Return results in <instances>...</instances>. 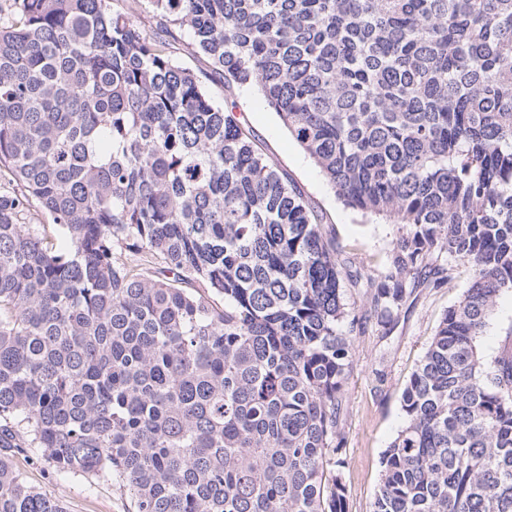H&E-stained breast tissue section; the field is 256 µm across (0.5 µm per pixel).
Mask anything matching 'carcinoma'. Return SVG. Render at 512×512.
I'll return each instance as SVG.
<instances>
[{"label": "carcinoma", "mask_w": 512, "mask_h": 512, "mask_svg": "<svg viewBox=\"0 0 512 512\" xmlns=\"http://www.w3.org/2000/svg\"><path fill=\"white\" fill-rule=\"evenodd\" d=\"M257 86L344 205L401 225L375 276L165 41L110 0L0 26V512H67L12 466L132 512H347L352 336L470 285L401 396L373 512H512V0H150ZM48 217L51 225L42 223ZM370 309L349 315L344 288ZM510 322H512V297L505 296L500 301L492 324L481 338V347L487 356L494 357L502 349L504 336L501 329ZM13 465L24 473L29 486L49 493L66 505L68 512H128L131 501L118 485L86 475H51L34 456L16 455Z\"/></svg>", "instance_id": "carcinoma-1"}]
</instances>
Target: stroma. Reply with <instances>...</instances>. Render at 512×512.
<instances>
[{"label":"stroma","mask_w":512,"mask_h":512,"mask_svg":"<svg viewBox=\"0 0 512 512\" xmlns=\"http://www.w3.org/2000/svg\"><path fill=\"white\" fill-rule=\"evenodd\" d=\"M172 56L191 69L216 100L231 97L237 114L263 151L305 196L326 228L332 229L341 257L361 262L369 275L383 268L400 231L391 220L346 207L319 168L288 133L253 85L225 86L208 59L188 52L187 35L170 27L163 36ZM465 266H454L438 288H420L407 300L394 325L368 322L353 335V370L343 395L340 429L345 438L340 476L347 489L348 512H372L382 475V457L404 424L401 396L412 372L446 312L469 286ZM13 464L29 486L49 493L68 512H130L131 501L118 485L86 475H53L34 457L15 456Z\"/></svg>","instance_id":"obj_1"}]
</instances>
